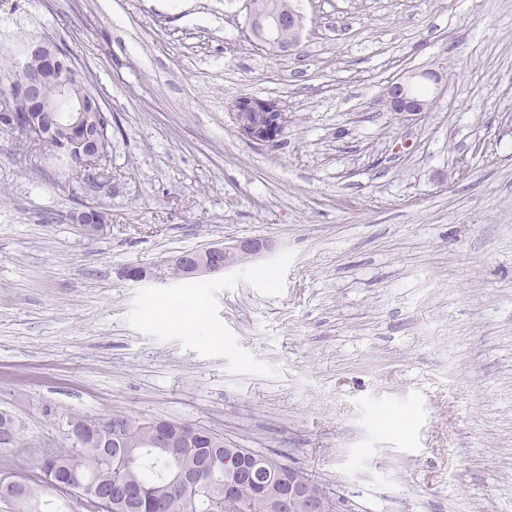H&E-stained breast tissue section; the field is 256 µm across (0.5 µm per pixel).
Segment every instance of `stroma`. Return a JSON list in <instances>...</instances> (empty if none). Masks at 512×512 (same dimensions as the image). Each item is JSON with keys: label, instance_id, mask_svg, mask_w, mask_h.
I'll list each match as a JSON object with an SVG mask.
<instances>
[{"label": "stroma", "instance_id": "1", "mask_svg": "<svg viewBox=\"0 0 512 512\" xmlns=\"http://www.w3.org/2000/svg\"><path fill=\"white\" fill-rule=\"evenodd\" d=\"M246 0H0V50L43 35L112 115V181L61 188L0 131V473L120 410L196 423L351 512H512V0H295L298 54ZM440 86L389 112L403 70ZM280 101L279 146L235 129ZM108 213L89 237L73 221ZM271 252L166 284L183 251ZM201 316L173 324L171 312ZM260 1H248V23L246 27V35L250 42L256 46L268 49L281 56H291L297 54L301 44V35L304 29V18L300 13L296 12L291 6H285L274 17L273 27L288 29H280L277 36L281 41H288L291 37V30L295 36L288 43H280L277 39L272 38L269 30V13L266 5L259 3ZM416 78L432 79L436 84L440 81L439 76L432 71L415 72L407 70L386 88L385 98L390 112L402 114L404 112H426L436 102L434 98H421L426 92L421 87H416ZM232 119L238 136L257 146H275L288 126V114L274 99L248 95L232 105ZM119 275L125 280L134 281L149 279L165 282L168 279L164 273V267L162 265H156L153 267H145L141 265L126 266L120 271ZM20 429L12 416L0 412V448H17Z\"/></svg>", "mask_w": 512, "mask_h": 512}]
</instances>
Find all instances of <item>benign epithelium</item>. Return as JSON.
<instances>
[{"label": "benign epithelium", "mask_w": 512, "mask_h": 512, "mask_svg": "<svg viewBox=\"0 0 512 512\" xmlns=\"http://www.w3.org/2000/svg\"><path fill=\"white\" fill-rule=\"evenodd\" d=\"M274 26L288 28L294 32V38L286 43L272 38L266 6L257 0H250L246 27L248 40L281 56L297 54L304 29V18L300 13L288 5L275 15ZM12 55L19 58L22 66L31 56L42 58L41 68L25 71L24 80L8 92V99L22 100L26 104V110L19 114L20 126L25 130L32 128L29 116L31 112H64L80 132L76 164L88 171L106 160L107 154L99 131L91 129L89 123L84 121V102L71 95V86L76 81V70L69 53L52 41L33 37L16 46ZM419 78L431 79L436 83L440 81L439 76L432 71H405L386 88L385 98L390 111L397 114L421 113L433 106L435 99L421 98L414 94L413 89ZM232 119L238 136L257 147L277 145L288 126V114L278 101L253 95L239 97L233 102ZM271 247L270 240L266 238H246L229 245L211 246L203 256L185 254L181 262L189 276L220 274L235 267L239 255L257 257L270 251ZM120 277L134 281H167L161 265L126 266L120 271ZM169 425L170 422L166 420L154 421L152 439L148 446L165 459L167 483L199 499L208 496L210 483L217 477L224 478V502L227 503L231 500L236 480L251 479L261 491L266 492L272 477L282 480L290 471L289 466L273 458L257 465L253 463L250 453L241 451L228 456L222 462L208 461L204 465L208 471V480L203 481L196 472L182 466V448L170 438ZM324 506V491L321 488L300 486L291 479L287 486L271 493L269 501L270 512H321Z\"/></svg>", "instance_id": "7a95c632"}]
</instances>
